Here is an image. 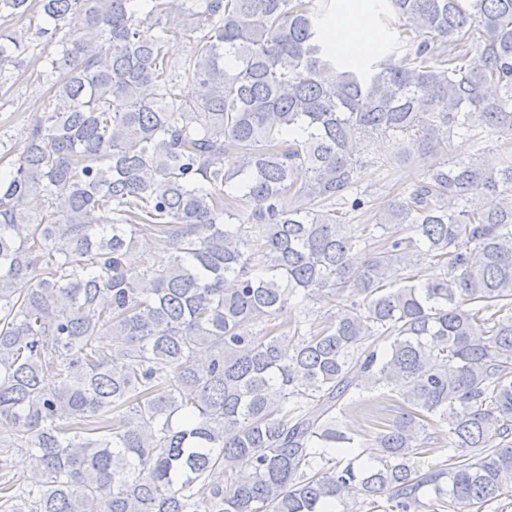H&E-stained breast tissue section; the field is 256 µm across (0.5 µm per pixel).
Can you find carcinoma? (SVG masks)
I'll return each mask as SVG.
<instances>
[{"label":"carcinoma","instance_id":"cac0c4a2","mask_svg":"<svg viewBox=\"0 0 512 512\" xmlns=\"http://www.w3.org/2000/svg\"><path fill=\"white\" fill-rule=\"evenodd\" d=\"M387 2L385 51L352 61L323 38L335 0H0L28 20L0 28V69L61 46L0 172V457L24 448L32 472L0 462V512L512 496V0ZM483 130L497 165L448 157ZM412 152L423 178L353 223L364 171ZM148 234L178 251L134 263ZM323 291L338 318L278 323ZM375 390L401 399L383 456L334 462L357 445L336 410ZM442 425L448 457L417 467Z\"/></svg>","mask_w":512,"mask_h":512}]
</instances>
